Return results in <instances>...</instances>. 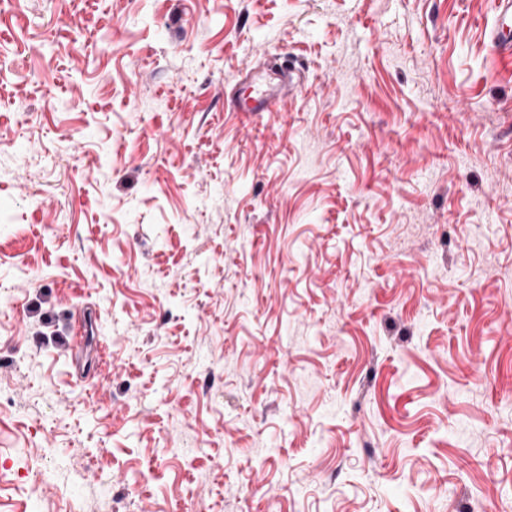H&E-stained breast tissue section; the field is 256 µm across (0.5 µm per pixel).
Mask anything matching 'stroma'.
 <instances>
[{"instance_id": "35a3bbf8", "label": "stroma", "mask_w": 512, "mask_h": 512, "mask_svg": "<svg viewBox=\"0 0 512 512\" xmlns=\"http://www.w3.org/2000/svg\"><path fill=\"white\" fill-rule=\"evenodd\" d=\"M492 20L0 0V512H512ZM243 84L251 88L250 94L242 99L233 92L230 102L243 112H276L279 105L297 95L301 86L294 80L290 71L282 73L273 83L258 81L252 69H246Z\"/></svg>"}]
</instances>
